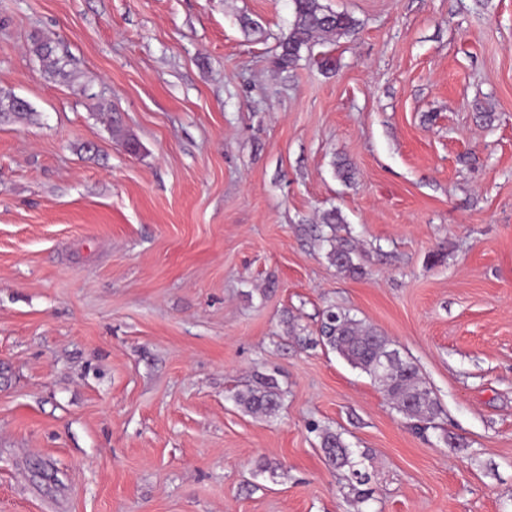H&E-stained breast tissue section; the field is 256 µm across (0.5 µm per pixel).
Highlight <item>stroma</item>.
I'll return each instance as SVG.
<instances>
[{
    "instance_id": "1",
    "label": "stroma",
    "mask_w": 512,
    "mask_h": 512,
    "mask_svg": "<svg viewBox=\"0 0 512 512\" xmlns=\"http://www.w3.org/2000/svg\"><path fill=\"white\" fill-rule=\"evenodd\" d=\"M321 2L355 32L282 70L292 0H0L35 110L0 122V512H512V0ZM331 307L434 428L320 342ZM265 375L273 417L234 401ZM32 51L37 57L41 72L44 75L56 76L64 74V63L57 53L56 46L50 41L35 40ZM324 241L330 246L328 257L331 263L340 272L352 276L361 272V267L354 262L355 247L350 240L337 238L336 232L332 231V235L325 237ZM324 345L339 353L351 365L366 372L408 420L410 427L424 432L440 414L439 403L418 367L404 359L401 364L378 368L389 340L349 312H325L319 329ZM321 448L324 450L328 459L336 465L337 468H347L351 486L356 490L357 485H365L367 476L358 468V462L354 460V451L345 443L341 433L322 430L320 434Z\"/></svg>"
}]
</instances>
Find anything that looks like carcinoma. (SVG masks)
<instances>
[{
	"instance_id": "1",
	"label": "carcinoma",
	"mask_w": 512,
	"mask_h": 512,
	"mask_svg": "<svg viewBox=\"0 0 512 512\" xmlns=\"http://www.w3.org/2000/svg\"><path fill=\"white\" fill-rule=\"evenodd\" d=\"M292 3L293 22L288 34L279 39L280 52L276 56V63L282 69L294 66L301 58L302 50L310 49L316 42H333L337 36L349 34L356 28L353 17L326 10L320 0H292ZM32 51L43 74H64L62 58L51 42L36 40ZM19 100L15 94L0 90V116L6 115L10 119L30 117L34 112L32 105L21 106ZM323 223L333 231V235L325 237L330 246L328 257L331 263L342 273L352 276L360 273L361 267L354 262L352 242L334 235L336 225L343 223L340 213L332 211L324 215ZM319 333L323 344L366 372L378 384L412 429L423 432L434 424L440 406L418 367L409 360L390 367H377L380 354L389 345L386 337L351 317L350 313L332 309L325 312ZM234 400L251 413L272 417L281 405L282 391L275 379L265 377L259 386L236 393ZM320 444L336 467L348 470L350 481L358 485L367 483L366 474L358 468L354 451L345 443L342 434L324 430L320 434Z\"/></svg>"
}]
</instances>
